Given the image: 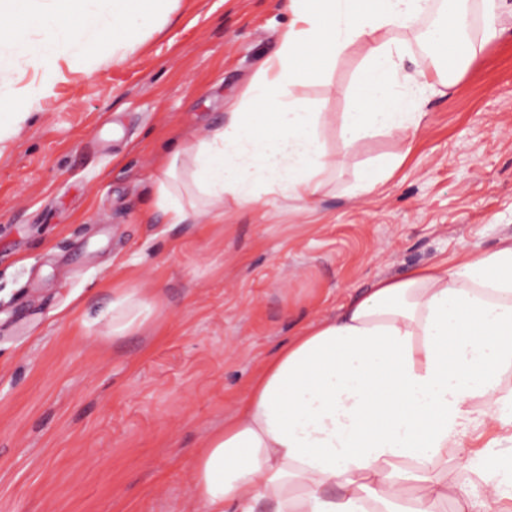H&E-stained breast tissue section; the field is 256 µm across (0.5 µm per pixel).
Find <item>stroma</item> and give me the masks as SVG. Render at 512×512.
Instances as JSON below:
<instances>
[{
  "label": "stroma",
  "mask_w": 512,
  "mask_h": 512,
  "mask_svg": "<svg viewBox=\"0 0 512 512\" xmlns=\"http://www.w3.org/2000/svg\"><path fill=\"white\" fill-rule=\"evenodd\" d=\"M280 0H173L124 60L65 43L52 80L27 43L0 55V86L37 106L0 133V512H194V453L261 363L349 295L512 235V17L445 94L430 96L385 187L359 170L400 151L382 134L336 150L327 191L280 196L224 220L168 223L156 159L204 135L276 47ZM366 48L294 88L349 106ZM116 288L145 289L153 329L113 340Z\"/></svg>",
  "instance_id": "stroma-1"
}]
</instances>
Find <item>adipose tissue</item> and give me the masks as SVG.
<instances>
[{"mask_svg":"<svg viewBox=\"0 0 512 512\" xmlns=\"http://www.w3.org/2000/svg\"><path fill=\"white\" fill-rule=\"evenodd\" d=\"M170 2L108 0L102 15L89 0H0V43L41 29L32 55L48 69L58 39L89 50L108 28L122 48L159 29ZM432 2L285 0L277 48L229 112L159 155L158 204L170 223L221 218L228 197L248 208L275 194L306 207L336 168L324 139L332 124L344 149L399 136L401 152L362 168L351 193L387 184L433 88L406 68V34ZM455 2L451 21L433 22L424 39L462 65L497 36L503 3L479 0L486 24L476 36L469 0ZM359 43L367 53L348 112L337 118L292 96ZM110 312L117 341L145 331L155 308L144 289L116 288ZM486 429L512 443V236L449 266L381 278L282 343L195 454L189 497L202 512H438L449 500L459 512H512V465L465 446ZM456 457L468 461L461 480L446 471Z\"/></svg>","mask_w":512,"mask_h":512,"instance_id":"ef3b65f1","label":"adipose tissue"}]
</instances>
